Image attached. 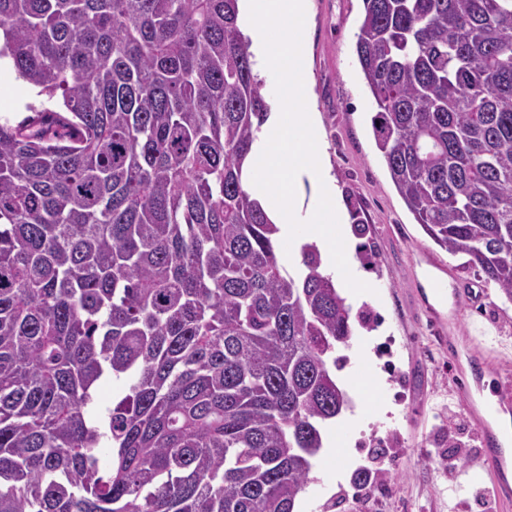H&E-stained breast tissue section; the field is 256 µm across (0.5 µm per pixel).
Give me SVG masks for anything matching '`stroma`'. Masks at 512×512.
<instances>
[{
  "label": "stroma",
  "mask_w": 512,
  "mask_h": 512,
  "mask_svg": "<svg viewBox=\"0 0 512 512\" xmlns=\"http://www.w3.org/2000/svg\"><path fill=\"white\" fill-rule=\"evenodd\" d=\"M310 24L302 47L327 165L352 232V260L375 292L351 304L357 327L340 348L347 371L368 369L376 405L352 401L351 461L340 476L314 478L298 512H489L482 494L489 473L473 475V462L448 473L437 459L457 440L448 415L463 405L453 392L452 358L437 343L417 292L425 266L420 254L443 263L465 283L461 329H482L501 367L512 370V302L486 286L464 256L437 246L417 224L389 176L371 128L372 98L355 53L363 0H308ZM35 89L0 63V121L18 123L40 105ZM392 340L397 376L378 366L376 347ZM375 472L368 487L353 483L357 470Z\"/></svg>",
  "instance_id": "stroma-1"
}]
</instances>
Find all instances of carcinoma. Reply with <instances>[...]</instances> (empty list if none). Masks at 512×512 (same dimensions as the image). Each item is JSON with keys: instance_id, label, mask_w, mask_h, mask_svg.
<instances>
[{"instance_id": "cac0c4a2", "label": "carcinoma", "mask_w": 512, "mask_h": 512, "mask_svg": "<svg viewBox=\"0 0 512 512\" xmlns=\"http://www.w3.org/2000/svg\"><path fill=\"white\" fill-rule=\"evenodd\" d=\"M363 3L397 192L512 300V0ZM238 19L0 0V60L52 102L0 122V512H294L310 481L351 307L243 185L268 105Z\"/></svg>"}]
</instances>
